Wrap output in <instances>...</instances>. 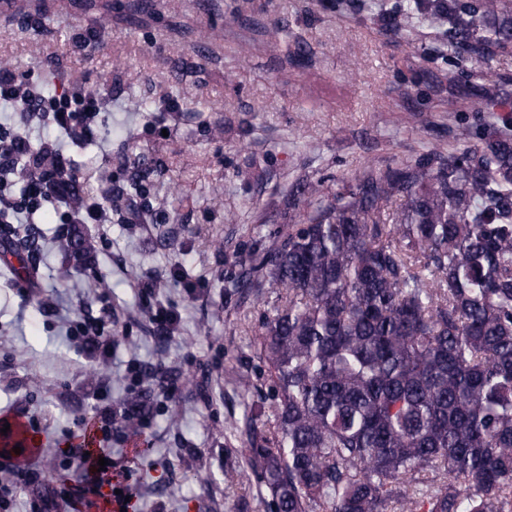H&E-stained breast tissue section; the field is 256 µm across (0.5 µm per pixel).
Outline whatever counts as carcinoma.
I'll use <instances>...</instances> for the list:
<instances>
[{"mask_svg":"<svg viewBox=\"0 0 512 512\" xmlns=\"http://www.w3.org/2000/svg\"><path fill=\"white\" fill-rule=\"evenodd\" d=\"M446 26L448 55L512 48L507 0H404ZM367 168L304 207L245 270L275 295L256 332L270 435L244 449L271 512H512V119ZM17 276L32 277L16 250ZM116 439L150 398L123 400Z\"/></svg>","mask_w":512,"mask_h":512,"instance_id":"1","label":"carcinoma"}]
</instances>
